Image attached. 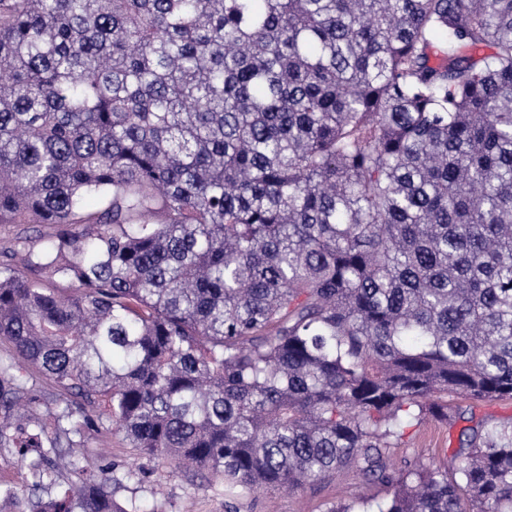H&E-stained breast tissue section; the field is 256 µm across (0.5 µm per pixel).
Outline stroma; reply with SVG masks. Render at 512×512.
Listing matches in <instances>:
<instances>
[{
    "label": "stroma",
    "instance_id": "1",
    "mask_svg": "<svg viewBox=\"0 0 512 512\" xmlns=\"http://www.w3.org/2000/svg\"><path fill=\"white\" fill-rule=\"evenodd\" d=\"M469 421L449 425L434 420L410 429L404 446L389 451L396 466L427 464L446 458L459 448L461 433ZM80 457L92 466L114 468L122 481L113 491L119 503L134 501L143 512H324L327 503L346 499L349 493L366 497L383 496L381 485L364 481L355 469L337 472L305 488L271 490L228 497L224 480L207 471L178 468L164 459L130 447L121 434L92 433L82 448L59 449L52 461L64 469L70 459Z\"/></svg>",
    "mask_w": 512,
    "mask_h": 512
}]
</instances>
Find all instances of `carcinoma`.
I'll return each instance as SVG.
<instances>
[{
    "instance_id": "obj_1",
    "label": "carcinoma",
    "mask_w": 512,
    "mask_h": 512,
    "mask_svg": "<svg viewBox=\"0 0 512 512\" xmlns=\"http://www.w3.org/2000/svg\"><path fill=\"white\" fill-rule=\"evenodd\" d=\"M0 224L47 228L0 247L17 467L107 424L231 496L354 468L389 497L323 512H512L509 424L387 457L512 398V0H0ZM29 475L0 497L141 512ZM30 376L34 389L42 399L40 412H45L46 408L54 407L56 400L62 397L59 395L52 381L34 369L30 370ZM474 421L457 419L454 425L426 420L416 428L408 430L405 445L389 449V457L396 467L406 463L429 464L433 459H445L459 448L465 428L482 421L488 426L510 424L512 426V398H502L477 403L473 408Z\"/></svg>"
}]
</instances>
